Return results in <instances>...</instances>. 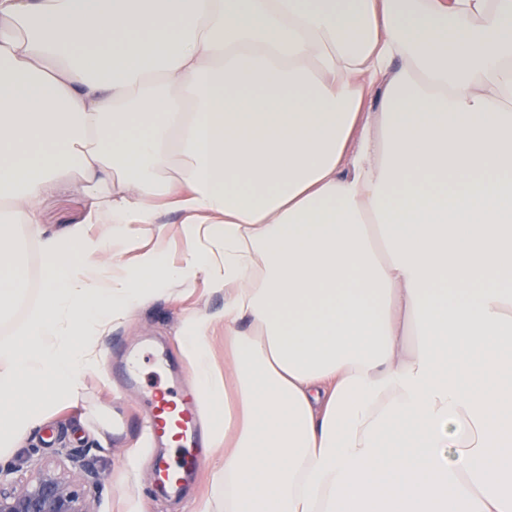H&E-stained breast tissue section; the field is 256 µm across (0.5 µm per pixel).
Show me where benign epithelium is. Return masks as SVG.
Wrapping results in <instances>:
<instances>
[{
	"label": "benign epithelium",
	"instance_id": "7a95c632",
	"mask_svg": "<svg viewBox=\"0 0 512 512\" xmlns=\"http://www.w3.org/2000/svg\"><path fill=\"white\" fill-rule=\"evenodd\" d=\"M66 458L76 472L39 462L26 470L0 466V512H91L88 486L96 471L77 455Z\"/></svg>",
	"mask_w": 512,
	"mask_h": 512
}]
</instances>
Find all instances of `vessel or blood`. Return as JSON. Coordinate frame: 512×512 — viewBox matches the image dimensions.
Listing matches in <instances>:
<instances>
[{
  "instance_id": "obj_1",
  "label": "vessel or blood",
  "mask_w": 512,
  "mask_h": 512,
  "mask_svg": "<svg viewBox=\"0 0 512 512\" xmlns=\"http://www.w3.org/2000/svg\"><path fill=\"white\" fill-rule=\"evenodd\" d=\"M148 444L171 442L180 448L177 462L161 461L155 471L158 484L176 487L183 477L200 464L196 448L198 439V413L190 389L179 395L159 391L151 399V419L145 433Z\"/></svg>"
}]
</instances>
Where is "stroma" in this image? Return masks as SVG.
Here are the masks:
<instances>
[{
    "instance_id": "1",
    "label": "stroma",
    "mask_w": 512,
    "mask_h": 512,
    "mask_svg": "<svg viewBox=\"0 0 512 512\" xmlns=\"http://www.w3.org/2000/svg\"><path fill=\"white\" fill-rule=\"evenodd\" d=\"M86 208L81 192L59 183L44 202L46 231L81 222ZM182 219L179 213L164 215L168 225L164 238L143 237L139 247L161 249L170 264H181L188 251L201 247L200 242L184 235ZM223 310V292L202 277L176 292H158L123 325L101 337L95 362L84 374L79 400L50 406L42 429L1 453L0 464L25 467L33 459L51 462L79 452L96 470V483L90 490L92 512H130L137 499L146 512H191L194 501L210 491V454H203L201 465L190 473L181 492H160L154 487V469L166 448L145 447L143 430L150 416L151 393L168 388L175 375L193 370L180 340L193 317L214 316L209 345L216 370H223ZM131 353L140 359L141 381L136 386L126 385L112 374Z\"/></svg>"
}]
</instances>
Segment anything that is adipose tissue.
Returning a JSON list of instances; mask_svg holds the SVG:
<instances>
[{
    "label": "adipose tissue",
    "mask_w": 512,
    "mask_h": 512,
    "mask_svg": "<svg viewBox=\"0 0 512 512\" xmlns=\"http://www.w3.org/2000/svg\"><path fill=\"white\" fill-rule=\"evenodd\" d=\"M0 447L159 289L224 292L193 512H512V0H0ZM209 244L125 259L163 208ZM44 221L41 229L48 232L60 231L78 224L83 219L87 200L81 192L66 182H61L47 196L44 202ZM18 254L20 260L26 264V276L28 280L27 295L25 299L12 308L6 318L3 320L0 318V341L10 339L14 335L16 329L25 320L30 306L38 300L42 288L40 259L35 243V235L28 228L21 230ZM33 272H37L39 275L40 288H32L31 275ZM209 337V345L214 357L215 369L224 373V321H214L213 333Z\"/></svg>",
    "instance_id": "adipose-tissue-1"
}]
</instances>
